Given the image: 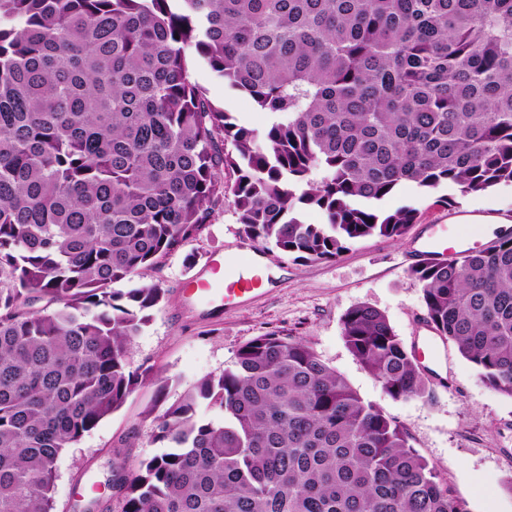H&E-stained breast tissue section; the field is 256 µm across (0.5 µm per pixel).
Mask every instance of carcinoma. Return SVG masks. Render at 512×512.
<instances>
[{
    "mask_svg": "<svg viewBox=\"0 0 512 512\" xmlns=\"http://www.w3.org/2000/svg\"><path fill=\"white\" fill-rule=\"evenodd\" d=\"M193 55L263 130L191 80ZM406 182L512 183V0H0V512H52L60 454L149 378L129 348L164 291L134 279L226 193L246 238L324 261L402 239L416 209L380 203ZM410 275L438 335L512 397V236ZM341 324L388 395H430L382 312ZM154 425L163 451L109 467L121 512H467L399 423L281 331Z\"/></svg>",
    "mask_w": 512,
    "mask_h": 512,
    "instance_id": "cac0c4a2",
    "label": "carcinoma"
}]
</instances>
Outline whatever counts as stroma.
<instances>
[{
    "instance_id": "obj_1",
    "label": "stroma",
    "mask_w": 512,
    "mask_h": 512,
    "mask_svg": "<svg viewBox=\"0 0 512 512\" xmlns=\"http://www.w3.org/2000/svg\"><path fill=\"white\" fill-rule=\"evenodd\" d=\"M191 76L208 98L249 127L263 128L268 117L242 94L231 92L199 61ZM416 208L417 219L403 239L370 237L349 246L331 261L307 262L262 247L264 282L257 296L234 307L202 304L185 293L183 283L208 257L229 260L249 247L238 224L232 198H225L208 224L159 264L142 270V283L165 291L151 321L135 336L132 366L150 367L167 380L165 389L139 388L124 406L103 419L57 461L53 512H75L84 487L105 480L110 462L133 468L157 453L149 414L155 401L171 405L203 377L233 367L238 350L255 337L285 330L307 343L341 374L364 400L379 406L409 433L411 445L436 469L468 512H512V397L488 388L457 348L426 328L422 286L409 270L417 265L416 239L432 224L459 211L512 218V185L463 194L452 186L425 191L407 183L382 207ZM366 304L385 314L407 349H423L421 361L432 388L430 399L396 400L355 357L342 337L341 318Z\"/></svg>"
}]
</instances>
